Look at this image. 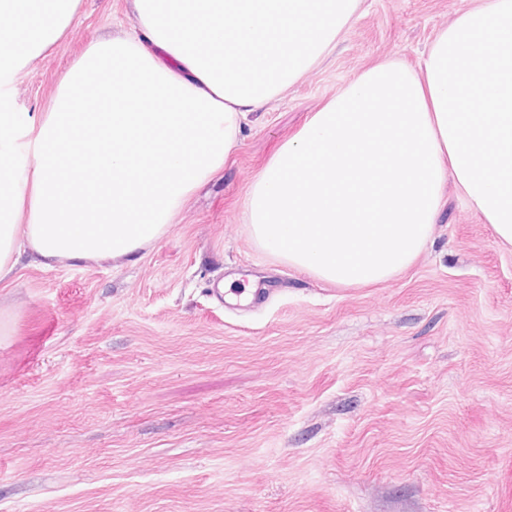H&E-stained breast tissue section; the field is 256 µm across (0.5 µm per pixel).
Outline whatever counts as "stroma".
<instances>
[{"instance_id": "1", "label": "stroma", "mask_w": 512, "mask_h": 512, "mask_svg": "<svg viewBox=\"0 0 512 512\" xmlns=\"http://www.w3.org/2000/svg\"><path fill=\"white\" fill-rule=\"evenodd\" d=\"M475 2L362 0L158 241L0 283V512H512V248L455 184L376 286L289 267L245 222L254 176L326 100L376 62L418 66ZM137 25L127 0H80L11 107L46 111L90 42ZM251 280L261 310L212 294Z\"/></svg>"}]
</instances>
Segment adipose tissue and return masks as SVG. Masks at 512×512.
Here are the masks:
<instances>
[{
	"label": "adipose tissue",
	"mask_w": 512,
	"mask_h": 512,
	"mask_svg": "<svg viewBox=\"0 0 512 512\" xmlns=\"http://www.w3.org/2000/svg\"><path fill=\"white\" fill-rule=\"evenodd\" d=\"M361 0H132L139 29L92 41L45 112L0 102V282L38 262L157 241L220 173L240 118L281 97ZM0 0V87L49 55L79 0ZM512 246V0H477L418 68L358 73L254 178V240L339 286L386 282L431 238L447 181Z\"/></svg>",
	"instance_id": "obj_1"
}]
</instances>
